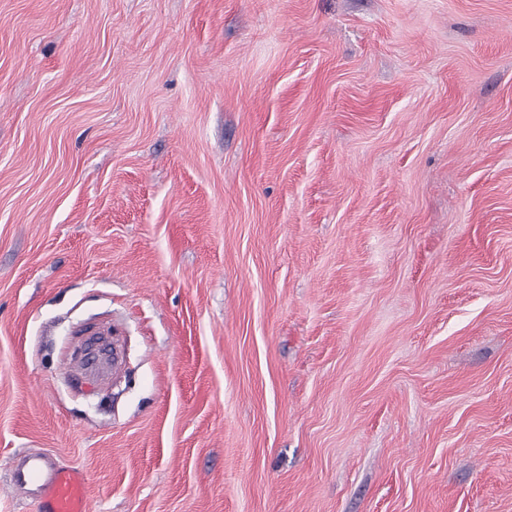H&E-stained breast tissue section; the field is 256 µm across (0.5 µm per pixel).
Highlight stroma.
Returning a JSON list of instances; mask_svg holds the SVG:
<instances>
[{
  "label": "stroma",
  "instance_id": "stroma-1",
  "mask_svg": "<svg viewBox=\"0 0 512 512\" xmlns=\"http://www.w3.org/2000/svg\"><path fill=\"white\" fill-rule=\"evenodd\" d=\"M22 451L89 512H512V0H0V512Z\"/></svg>",
  "mask_w": 512,
  "mask_h": 512
}]
</instances>
